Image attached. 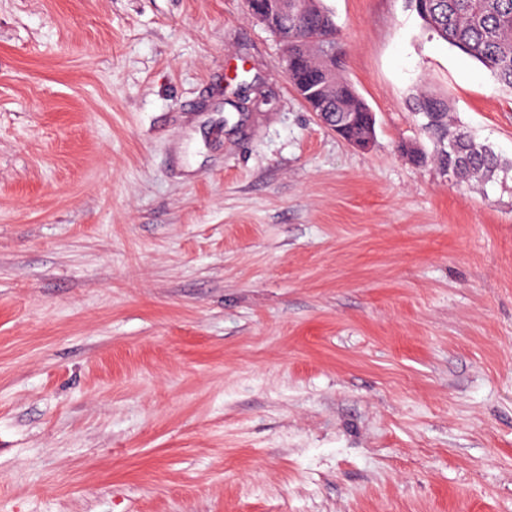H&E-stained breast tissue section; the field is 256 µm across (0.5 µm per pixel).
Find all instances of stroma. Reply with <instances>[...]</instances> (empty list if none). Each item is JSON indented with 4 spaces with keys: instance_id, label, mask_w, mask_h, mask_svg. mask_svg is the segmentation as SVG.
Segmentation results:
<instances>
[{
    "instance_id": "1",
    "label": "stroma",
    "mask_w": 512,
    "mask_h": 512,
    "mask_svg": "<svg viewBox=\"0 0 512 512\" xmlns=\"http://www.w3.org/2000/svg\"><path fill=\"white\" fill-rule=\"evenodd\" d=\"M369 148L246 0H0V512H512V93L325 0ZM415 115L420 116V133L432 143L426 153L414 145L403 147L415 165L430 161L445 175L461 184L485 182L498 172L512 171V160L503 158L488 144L479 142L464 127L453 126L451 104L446 94L420 90L409 101Z\"/></svg>"
}]
</instances>
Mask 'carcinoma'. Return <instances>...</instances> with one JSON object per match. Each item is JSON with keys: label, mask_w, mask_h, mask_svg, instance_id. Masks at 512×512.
Here are the masks:
<instances>
[{"label": "carcinoma", "mask_w": 512, "mask_h": 512, "mask_svg": "<svg viewBox=\"0 0 512 512\" xmlns=\"http://www.w3.org/2000/svg\"><path fill=\"white\" fill-rule=\"evenodd\" d=\"M309 11L310 17L288 27V80L312 111L330 113L338 135L357 142L367 136L370 108L350 82L329 71H341L345 56L333 14L323 0L309 4ZM416 13L426 30L481 63L497 83L512 91V0H425L424 9ZM311 43L336 51V57L310 55ZM410 108L421 118L420 133L433 145L429 153L414 145L403 147L414 164L431 162L467 185L512 171V160L453 125L447 95L420 90L412 96Z\"/></svg>", "instance_id": "obj_1"}]
</instances>
